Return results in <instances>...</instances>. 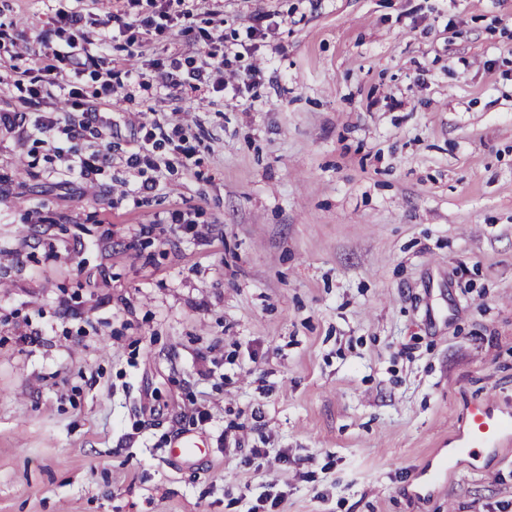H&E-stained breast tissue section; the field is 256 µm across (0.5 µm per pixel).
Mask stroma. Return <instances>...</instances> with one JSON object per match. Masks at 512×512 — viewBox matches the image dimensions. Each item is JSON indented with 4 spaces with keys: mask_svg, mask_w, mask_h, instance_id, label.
Instances as JSON below:
<instances>
[{
    "mask_svg": "<svg viewBox=\"0 0 512 512\" xmlns=\"http://www.w3.org/2000/svg\"><path fill=\"white\" fill-rule=\"evenodd\" d=\"M70 6L0 0V113L67 103L19 74ZM86 55L89 107L98 58L150 82L93 179L0 124V512H512V446L450 444L512 414V0H194ZM189 78L184 80H178L174 78V74L169 71H159L157 75V81L163 84V87L177 88L189 87L191 91H198L202 88V85L206 82L203 71L200 69H194L188 73ZM512 433V416L494 417L482 402H473L467 410L464 426L457 435V451L475 456V448L500 449Z\"/></svg>",
    "mask_w": 512,
    "mask_h": 512,
    "instance_id": "stroma-1",
    "label": "stroma"
}]
</instances>
